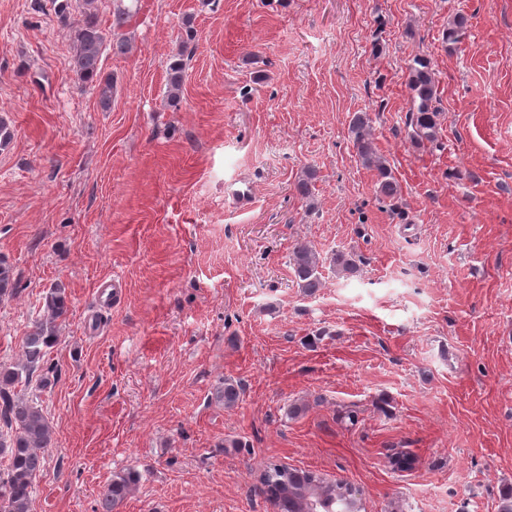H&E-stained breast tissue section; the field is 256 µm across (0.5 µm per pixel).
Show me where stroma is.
<instances>
[{"instance_id": "obj_1", "label": "stroma", "mask_w": 512, "mask_h": 512, "mask_svg": "<svg viewBox=\"0 0 512 512\" xmlns=\"http://www.w3.org/2000/svg\"><path fill=\"white\" fill-rule=\"evenodd\" d=\"M110 109L66 64L52 0H0V364L49 289L68 312L33 399L55 430L32 512H277L269 462L365 512H499L512 487V0H123ZM466 38L448 46L456 14ZM195 39L166 103L184 18ZM437 139L414 144V57ZM400 186L349 137L354 113ZM315 170L313 200L295 186ZM249 183L240 206L230 188ZM353 255L298 288L290 252ZM119 275V302L100 283ZM238 403L216 398L224 380ZM410 454L412 469L390 460ZM371 116L367 112H357L349 124V133L362 164L377 172L378 192L382 199L393 200L398 195V184L386 161L377 153L371 141ZM138 480L139 474L132 470L114 474L112 479L99 491L98 511L118 512V509L127 498L133 485H135Z\"/></svg>"}]
</instances>
